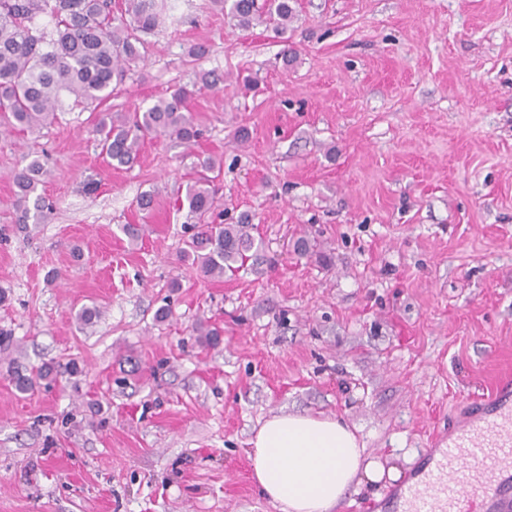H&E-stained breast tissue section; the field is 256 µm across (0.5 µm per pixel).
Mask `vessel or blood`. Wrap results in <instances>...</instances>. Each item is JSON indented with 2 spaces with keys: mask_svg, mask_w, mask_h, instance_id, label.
I'll return each mask as SVG.
<instances>
[{
  "mask_svg": "<svg viewBox=\"0 0 512 512\" xmlns=\"http://www.w3.org/2000/svg\"><path fill=\"white\" fill-rule=\"evenodd\" d=\"M397 500L402 512H512L511 376L499 378L479 417L460 422Z\"/></svg>",
  "mask_w": 512,
  "mask_h": 512,
  "instance_id": "b4317fda",
  "label": "vessel or blood"
}]
</instances>
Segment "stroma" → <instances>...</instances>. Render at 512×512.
<instances>
[{
	"label": "stroma",
	"instance_id": "stroma-1",
	"mask_svg": "<svg viewBox=\"0 0 512 512\" xmlns=\"http://www.w3.org/2000/svg\"><path fill=\"white\" fill-rule=\"evenodd\" d=\"M170 4L107 106L193 88L192 148L149 139L108 166L94 112L68 105L0 134V512H276L249 451L281 412L341 419L406 477L512 368V0H297L283 39ZM28 154L55 204L41 224L18 221ZM197 156L222 161L213 220L248 215L262 242L232 276L181 258ZM398 487H352L337 512H392Z\"/></svg>",
	"mask_w": 512,
	"mask_h": 512
}]
</instances>
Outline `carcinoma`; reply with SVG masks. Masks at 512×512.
<instances>
[{
	"label": "carcinoma",
	"instance_id": "cac0c4a2",
	"mask_svg": "<svg viewBox=\"0 0 512 512\" xmlns=\"http://www.w3.org/2000/svg\"><path fill=\"white\" fill-rule=\"evenodd\" d=\"M243 29L262 19L277 35L288 31L297 0H213ZM166 0H0V128L33 129L56 118L67 95L73 106L103 102L125 80L130 64L141 58L140 34L161 23ZM47 16L54 24L48 33L37 24ZM192 91L179 86L142 112L101 114L92 134L101 145L108 165L130 167L147 138L168 137L191 144L201 136L193 114L186 111ZM186 185L180 208L196 220V232L183 257L214 278L243 267L256 247L248 219L238 224L214 225L217 162L208 157ZM47 170L32 157L16 169L20 215L18 223L40 224L53 210L37 193Z\"/></svg>",
	"mask_w": 512,
	"mask_h": 512
}]
</instances>
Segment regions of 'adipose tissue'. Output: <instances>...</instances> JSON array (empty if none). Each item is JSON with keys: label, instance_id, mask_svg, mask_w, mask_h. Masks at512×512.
<instances>
[{"label": "adipose tissue", "instance_id": "1", "mask_svg": "<svg viewBox=\"0 0 512 512\" xmlns=\"http://www.w3.org/2000/svg\"><path fill=\"white\" fill-rule=\"evenodd\" d=\"M252 476L277 512H335L355 485L397 480V468L363 458L340 419L288 413L258 430L249 454Z\"/></svg>", "mask_w": 512, "mask_h": 512}]
</instances>
